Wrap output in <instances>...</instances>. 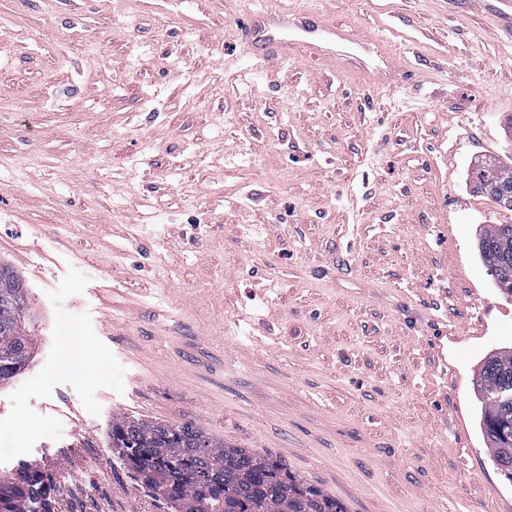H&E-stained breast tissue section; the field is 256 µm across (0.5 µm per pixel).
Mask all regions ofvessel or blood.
I'll return each mask as SVG.
<instances>
[{"label": "vessel or blood", "instance_id": "b4317fda", "mask_svg": "<svg viewBox=\"0 0 512 512\" xmlns=\"http://www.w3.org/2000/svg\"><path fill=\"white\" fill-rule=\"evenodd\" d=\"M237 31L241 42L257 59L284 68L307 53L335 62L344 41L342 31L321 9L319 0H312L306 11L297 14L280 9L274 0H264L260 9L241 16ZM375 73L401 85L415 80L412 70L390 57L384 58L382 67L376 68Z\"/></svg>", "mask_w": 512, "mask_h": 512}]
</instances>
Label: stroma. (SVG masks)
I'll use <instances>...</instances> for the list:
<instances>
[{"label": "stroma", "instance_id": "1", "mask_svg": "<svg viewBox=\"0 0 512 512\" xmlns=\"http://www.w3.org/2000/svg\"><path fill=\"white\" fill-rule=\"evenodd\" d=\"M253 0H0V263L28 293L0 384V471L52 512H171L113 418L204 428L283 460L346 512H512L474 384L512 298L473 190L512 157V20L497 0H328L400 86L252 57ZM88 342L99 369L63 366ZM21 415L32 432L18 436ZM384 58V59H383ZM384 67H375L373 73L378 77H390L400 85L412 84L415 80V73L399 65L391 57H383ZM504 246L502 247L501 252L496 256V258L492 261L489 266V272L499 288H512V278L509 277L508 280H504L501 278L500 270L508 267L509 260V244H511L512 251V236L509 235V238L505 240Z\"/></svg>", "mask_w": 512, "mask_h": 512}]
</instances>
